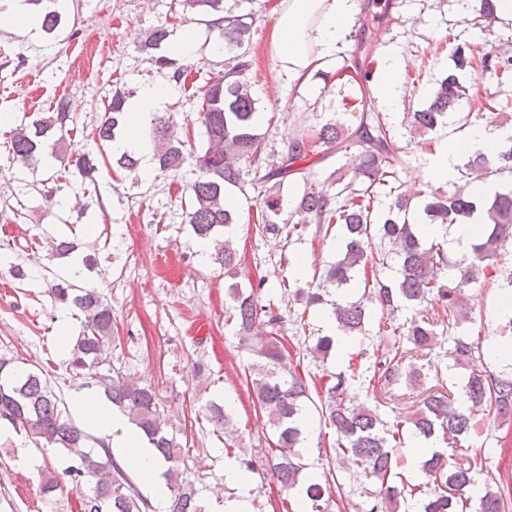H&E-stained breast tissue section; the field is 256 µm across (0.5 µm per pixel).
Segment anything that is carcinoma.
I'll return each instance as SVG.
<instances>
[{
	"mask_svg": "<svg viewBox=\"0 0 512 512\" xmlns=\"http://www.w3.org/2000/svg\"><path fill=\"white\" fill-rule=\"evenodd\" d=\"M38 7L41 29L48 35L63 25L65 16L58 0H26ZM183 8L199 11L218 21L208 24L224 49L233 53L224 72L211 76L196 87L192 96L200 102L196 121L206 137V149L196 153L197 178L190 184L187 223L193 233L214 246L211 258L230 271L237 263L234 237L227 228L238 225V212L227 207L225 195L243 189L246 177L260 187L262 205L250 222L258 235L268 241L288 243L314 231L329 236L336 231L338 258L312 281L309 288L288 291L302 309L294 311L293 323L302 334L310 331L306 313L310 307L325 305L334 318L332 335L312 339L306 351L315 362H325L336 348V337L361 341L373 312L380 313L378 332L389 337L385 351L375 356L369 382L375 383L389 401L393 390L406 387L425 393L420 407L392 424L379 414L381 402L372 407L351 406L346 395L359 382L355 371H339L325 376L322 383L321 416L334 428L336 462L351 466L357 476L375 484L366 491L364 512H397L400 502L417 500L418 512H506L503 494L491 489L479 497L471 495L478 483V459L448 464L447 457L434 452L421 464L427 481L412 484L400 476L395 456L404 438L403 431L431 440L437 435L452 439V447L473 452L490 419H512V377L495 376L477 365L484 357L481 343L461 331L468 319L466 291L491 284V266L508 263L512 246V186L491 196L477 197L472 184L492 175H512V134L506 135L493 155L476 149L462 166L459 177L447 193L422 192L404 188L400 173L406 152L388 114L378 109L370 89L379 58L371 42L367 21L382 23L392 19L390 2L362 0L366 22L356 29L355 54L349 63L334 72L322 71L323 79L333 78L356 86L351 98L328 103L331 119L319 126L304 128L288 138L281 154L267 153L265 135L258 132L257 100L253 97L246 71L250 43L256 29L250 15L224 17V0H181ZM173 31L161 24L154 27L142 47L159 71L184 84L187 75L169 50ZM454 70L433 90L428 105L407 113L412 133L425 136L454 121L466 128L483 116L462 112L470 92L478 87L474 75L491 73L501 81L512 79V53L485 50L469 42L456 44L452 53ZM127 96L117 90L107 104L108 116L96 129L97 139L112 142L125 128ZM73 117L60 103L55 111L23 121L10 131L9 152L21 167L33 169L52 158L65 162L71 142L67 140ZM159 169L178 175L187 161L189 138L180 133L170 118L156 112L148 120ZM337 156L348 160L351 178L336 169L328 181L314 179L315 167ZM74 166L82 181H93L97 159L90 153L76 154ZM287 183L303 184L302 194L284 222L278 221L281 192ZM481 226L470 251L456 258L448 256L442 243L425 237V224H466L475 213ZM77 250L67 239L49 241L48 256L65 258ZM392 253L396 277L380 276L378 265H387ZM458 278L448 280V268ZM264 280L248 288L234 282L226 288L230 307L228 321L234 323L253 356L246 383L255 403L266 414L275 438L271 453L261 465L284 488H301L305 512H328L325 489L316 476L304 473L303 419L314 402L306 376L281 369L285 347V315L273 303L264 304ZM54 301L72 305L84 316L82 331L67 347V368L74 378L87 377L103 388L112 406L123 412L144 434L166 465L163 477L170 492L167 512H205L200 489L187 475L185 448L167 431L165 411L155 392L128 377L101 374L97 369L112 342V305L100 289L70 280L50 284ZM436 313L421 314L402 323L396 313L404 307L422 304ZM500 336L512 340V298L502 305ZM448 333L450 354L460 367L469 369L461 396L462 406L447 389L426 387L429 377L442 374L440 361L431 357L436 328ZM207 419L224 434V446L236 444L237 429L230 412L212 402ZM10 426L32 443L61 453L67 463L65 474L81 499V512H149V503L134 479L112 458L107 448L88 447L89 434L69 419L63 402L43 372L25 370L14 361L0 357V424ZM59 483L55 472L46 469L40 493L57 512Z\"/></svg>",
	"mask_w": 512,
	"mask_h": 512,
	"instance_id": "carcinoma-1",
	"label": "carcinoma"
}]
</instances>
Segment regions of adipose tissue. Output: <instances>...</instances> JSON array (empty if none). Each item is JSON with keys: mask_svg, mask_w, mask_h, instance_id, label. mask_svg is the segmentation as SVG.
Listing matches in <instances>:
<instances>
[{"mask_svg": "<svg viewBox=\"0 0 512 512\" xmlns=\"http://www.w3.org/2000/svg\"><path fill=\"white\" fill-rule=\"evenodd\" d=\"M353 13L354 0H280L270 47L280 62L281 72L299 86H306L313 73L324 69L335 55ZM407 66L404 58L390 55L373 83V91L386 107H395L409 94L404 80ZM170 96L168 83L143 86L126 102L130 122L125 133L112 142L113 154L128 152L139 158L140 173L145 177L153 173V152L151 145L139 136L137 128L143 117L162 111ZM499 139V132L486 126L469 127L461 136L442 143L425 172L426 178L438 185L449 183L460 156L477 147H495ZM75 408L103 440L105 447L120 449L125 464L148 477L151 504L155 512H164L168 488L161 476L163 462L145 437L98 394L80 395Z\"/></svg>", "mask_w": 512, "mask_h": 512, "instance_id": "adipose-tissue-1", "label": "adipose tissue"}]
</instances>
